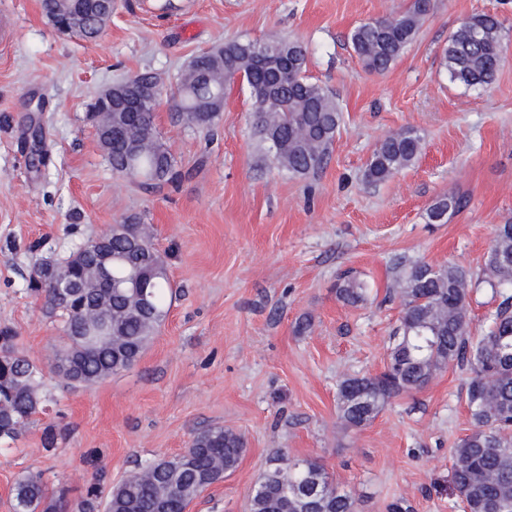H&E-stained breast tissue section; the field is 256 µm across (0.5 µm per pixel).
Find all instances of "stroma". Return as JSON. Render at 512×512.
<instances>
[{"label": "stroma", "mask_w": 512, "mask_h": 512, "mask_svg": "<svg viewBox=\"0 0 512 512\" xmlns=\"http://www.w3.org/2000/svg\"><path fill=\"white\" fill-rule=\"evenodd\" d=\"M408 0H112L100 38L58 35L38 0H0L14 39L0 46V326L43 370L44 412L0 452V512L11 489L41 476L50 496L77 503L90 485L109 495L147 462L169 458L210 426L241 434L242 460L191 512H248L270 458L319 461L351 491L358 512H461L451 483L453 450L473 426L468 366L451 365L426 388L392 400L370 423L338 419L336 388L387 362L401 305L390 297L398 257L465 266L473 333L501 298L480 286L498 224L512 219V0H431L416 39L385 74L362 67L352 30L404 9ZM505 27L495 81L450 80L443 50L475 13ZM299 41L306 74L332 94L341 122L327 166L295 177L278 168L253 131L246 84L226 89L211 133L174 122L170 95L190 59L228 41ZM149 70L164 96L162 138L191 174L159 191L114 175L87 118L97 92ZM51 161L32 169L21 150L30 104ZM420 133L418 161L370 185L376 145L405 128ZM464 208L432 224L448 192ZM136 218L163 253L176 294L154 342L132 368L90 387L52 371L62 322L26 293L41 260ZM369 297L336 298L343 273ZM310 317L312 331L294 327ZM54 426L57 443L44 448Z\"/></svg>", "instance_id": "obj_1"}]
</instances>
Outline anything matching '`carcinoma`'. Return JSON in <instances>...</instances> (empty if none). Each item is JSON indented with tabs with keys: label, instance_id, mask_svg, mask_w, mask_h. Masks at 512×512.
Returning <instances> with one entry per match:
<instances>
[{
	"label": "carcinoma",
	"instance_id": "carcinoma-1",
	"mask_svg": "<svg viewBox=\"0 0 512 512\" xmlns=\"http://www.w3.org/2000/svg\"><path fill=\"white\" fill-rule=\"evenodd\" d=\"M430 0H413L404 11L363 23L351 43L363 68L384 73L413 42ZM503 22L489 13L474 14L449 36L443 61L451 80L465 86L491 84L501 63ZM261 44L229 41L191 58L197 74L178 83L173 110L179 121L212 131L224 111L227 82L249 72L255 134L269 146L276 163L304 177L324 169L330 158L341 113L329 92L306 76V53L300 43L281 39L261 46L273 49L254 57ZM155 108L137 114L112 113V136L100 137L112 172L139 181L147 189L174 185L190 175L162 140L145 143L135 134L153 126ZM422 152V137L406 128L382 140L373 151L364 179L377 184L409 167ZM450 193L429 209V221L443 223L448 211L461 208ZM115 287L97 275L99 247L88 241L75 248L40 283L30 277L27 292L43 299L45 315L64 318L65 343L54 370L67 369V380L92 386L133 367L153 341L168 312L173 289L167 263L148 233L136 224L112 225ZM394 283L401 318L383 372L348 376L337 387L338 416L347 428L372 421L404 392L419 391L451 364L466 363L471 377L466 401L472 432L453 449L452 482L465 512H512V223L499 224L487 251L482 281L503 300L484 331L472 336L468 315L469 271L450 262L398 260ZM134 279L147 289V300L126 286ZM63 279L74 295L60 298L53 282ZM367 285L344 275L336 298L346 306L367 301ZM12 329H0V440L15 439L43 403L39 369L15 349ZM243 438L222 427L205 429L188 448L171 458L150 462L113 489L105 512H183L185 501L224 480L238 466ZM272 465L250 501V512H357L351 492L340 488L314 459ZM37 477L20 480L11 490L13 512H69L57 499L47 502Z\"/></svg>",
	"mask_w": 512,
	"mask_h": 512
}]
</instances>
